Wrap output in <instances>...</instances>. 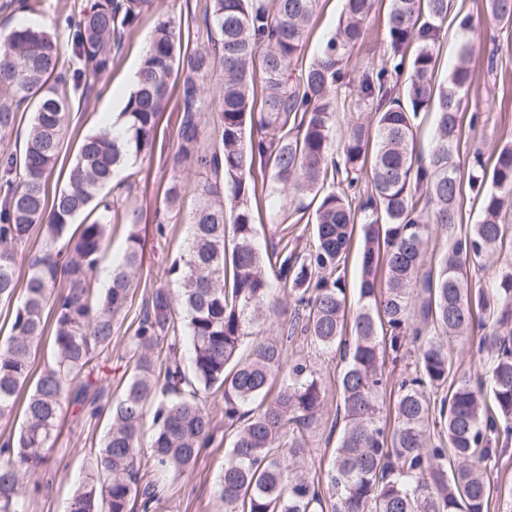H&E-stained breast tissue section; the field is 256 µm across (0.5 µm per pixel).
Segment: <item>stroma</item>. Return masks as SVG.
<instances>
[{
	"label": "stroma",
	"mask_w": 512,
	"mask_h": 512,
	"mask_svg": "<svg viewBox=\"0 0 512 512\" xmlns=\"http://www.w3.org/2000/svg\"><path fill=\"white\" fill-rule=\"evenodd\" d=\"M204 3L205 0H157L155 9L144 14L135 27L123 35L121 47L105 75L99 79L87 78L85 90L72 94L69 125L59 159L47 181V194H55L65 186L81 138L103 127L113 101H126L129 92L125 78L130 71L138 69L159 22H173L182 49L191 51L208 46L209 35L198 18ZM387 8L388 0H379L368 21L367 39L353 49L345 64L352 82H359L364 73L379 68L384 60ZM344 13L345 0H319L299 59L291 65L293 73H300L319 57L324 41L335 33ZM463 16L470 17L483 31L481 37L472 41L473 82L462 114L459 160L465 164L475 148H482L489 157L495 148L512 144V22L491 21L488 0H455L436 46L438 79L447 77L459 56L465 36L458 21ZM180 119L179 100L170 97L159 117L151 155L138 162L132 187L120 189L116 198L120 211L140 215L143 261L138 273L139 287L112 339L113 368L104 379V387L106 393L115 398L122 391L120 358L126 355L128 338L142 315L143 298L152 288L165 283L166 270L182 251L189 235L188 224L180 222L167 225L165 236H158L154 222L172 174ZM291 200L289 193L268 191L254 204L256 241L261 250H271L277 243L276 223L283 206ZM496 343V336L486 330L453 341L451 350L459 370L474 376L484 374L487 357ZM287 358L301 359L314 366L325 388L324 409L303 439L308 467L322 479L338 437L332 424L339 402L338 380L343 363L335 351L299 340L289 343ZM208 404L214 416L212 443L201 451L194 467L183 476L162 477L164 495L155 512H224V504L217 494V482L229 445L224 433V399L214 393L209 395ZM107 428L108 421L104 418L64 420L50 463L25 477L26 482H36L41 487L40 492L29 499L28 512H66L68 498L84 474L88 453L99 447ZM488 468L491 472L490 512H512V442L508 443L506 451L489 461Z\"/></svg>",
	"instance_id": "stroma-1"
}]
</instances>
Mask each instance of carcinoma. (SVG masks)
<instances>
[{"instance_id":"cac0c4a2","label":"carcinoma","mask_w":512,"mask_h":512,"mask_svg":"<svg viewBox=\"0 0 512 512\" xmlns=\"http://www.w3.org/2000/svg\"><path fill=\"white\" fill-rule=\"evenodd\" d=\"M318 0H206L202 23L211 46L177 52L174 26H156L138 69L139 80L120 113L125 138L106 129L82 138L66 186L48 198L46 182L60 154L69 119L68 89L112 66V50L155 0H94L65 18L70 57L45 29L0 32V131L15 125L21 105L33 112L19 152L0 156V301L18 288L23 299L0 343V419L21 408L17 436L0 443V512H27V472L48 461L57 428L75 417L108 414L109 429L90 453L86 479L67 512H153L162 488L141 474L144 421L152 413L153 466L182 474L211 443L207 397L222 392L230 445L219 480L224 512H488L487 462L500 451L501 420L512 419V330L499 339L487 373L497 414L481 402L484 380L454 370L451 339L512 323V269L493 273L494 291L472 287L467 266L494 254L505 236L500 218L512 206V145L495 150L494 165L476 151L467 171L457 160L461 118L472 80L469 45L448 78L435 81V47L450 0H389L386 44L391 65L366 73L356 105L374 112L375 127H349L329 152L336 124L335 93L343 61L367 33L377 0H346L345 20L319 58L297 79L291 62L301 50ZM492 16L512 22V0H489ZM222 94L204 95L215 67ZM409 68L405 85L389 75ZM264 81L261 106L253 74ZM182 120L163 219L180 215L185 196L198 203L190 235L152 289L128 344L120 398L107 402L100 385L112 362L115 326L132 301L142 262L137 219L107 288H95L112 217L97 199L116 174L151 154L157 122L174 73ZM215 112V144L200 151L202 117ZM436 114L435 147L414 152L421 114ZM205 169L211 178L192 189L178 167ZM346 187L333 188L336 179ZM370 189L352 193L363 179ZM272 191L314 194V244L298 253L283 244L261 252L251 202L259 180ZM332 188L324 190L325 182ZM482 219L465 234L460 223L463 183ZM231 209L232 224H225ZM83 217L76 224L77 217ZM450 244L421 275L430 225ZM40 226L45 245L22 255L14 245ZM361 235L356 307L348 305L345 265ZM65 241L67 256L52 248ZM426 288L423 318L411 321L413 288ZM52 324L51 363L31 374L33 349ZM276 332L264 335V330ZM192 346L190 369L179 350ZM305 337L342 354L339 376L343 427L328 471L329 506L317 482L297 470L304 432L324 407L320 375L286 360L284 341ZM420 342L414 370L400 383L394 424L383 421L380 392L386 357L397 361L407 338ZM161 364L153 351L161 341Z\"/></svg>"}]
</instances>
